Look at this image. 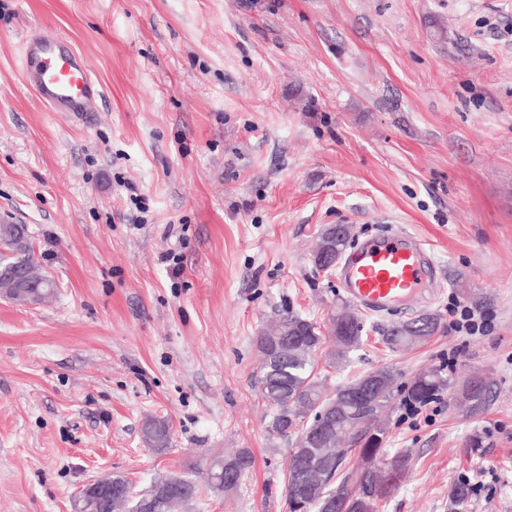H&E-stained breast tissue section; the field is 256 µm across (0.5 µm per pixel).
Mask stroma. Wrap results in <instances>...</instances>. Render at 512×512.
Segmentation results:
<instances>
[{
  "label": "stroma",
  "instance_id": "obj_1",
  "mask_svg": "<svg viewBox=\"0 0 512 512\" xmlns=\"http://www.w3.org/2000/svg\"><path fill=\"white\" fill-rule=\"evenodd\" d=\"M37 28L101 84L85 118L27 85ZM1 214L57 297H0V512H75L106 474L200 483L241 450L237 489L179 512H288L292 441L268 429L256 338L286 311L326 325L344 301L312 259L331 224L403 230L436 262L434 287L361 312L358 349L320 368L330 389L382 366L452 379L419 414L393 404L387 447L411 455L379 512H512V0H0ZM458 304L491 330H451ZM423 313L434 336L383 343ZM475 375L478 414L457 401ZM149 417L171 426L165 452ZM143 435L154 448H168L170 444V424L162 419H148L143 425Z\"/></svg>",
  "mask_w": 512,
  "mask_h": 512
}]
</instances>
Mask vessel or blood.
<instances>
[{"mask_svg": "<svg viewBox=\"0 0 512 512\" xmlns=\"http://www.w3.org/2000/svg\"><path fill=\"white\" fill-rule=\"evenodd\" d=\"M20 54L26 83L49 111L78 117L94 111L102 87L70 41L52 31L35 30L23 39ZM426 279L420 243L404 233L364 243L344 260L339 274L349 298L373 314L409 300Z\"/></svg>", "mask_w": 512, "mask_h": 512, "instance_id": "b4317fda", "label": "vessel or blood"}]
</instances>
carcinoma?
Listing matches in <instances>:
<instances>
[{
    "mask_svg": "<svg viewBox=\"0 0 512 512\" xmlns=\"http://www.w3.org/2000/svg\"><path fill=\"white\" fill-rule=\"evenodd\" d=\"M25 229L19 224H0V294L15 301L42 304L55 294L56 285L44 273L31 254L30 247L22 241ZM349 226L336 234L333 226L323 231L320 241L340 252L348 245ZM26 269L30 287L18 289L10 269ZM349 306L342 304L332 311L331 327L322 330L315 322L291 312L280 316L276 332L257 338L260 372L257 380L262 398L272 409L269 431L282 437L293 436L285 473L288 512H295V504H304L303 512H327L326 505H335L333 512H378L377 503L388 498L397 485L401 473L407 468L409 455L403 448L386 454L388 437V410L394 399L392 391L395 373L380 367L356 377L332 393L325 392L318 376L319 359L334 367L343 364L347 355L359 346L362 329L342 332L333 324L348 319ZM439 327L438 318L421 314L411 321L395 325L386 331L383 342L391 350L403 349L422 343L434 335ZM293 333L301 345L297 349L283 350L274 344V338L283 333ZM379 375L385 386L360 400L351 394L362 387L366 379ZM451 388V378L440 368L422 372L400 387L401 401L408 406L425 404L442 391ZM487 386L475 380L471 389H464L461 396L472 414L481 412L487 403ZM342 409L338 416H319L318 412L331 404ZM322 436L327 448H335L346 435L358 445L362 467L351 472L345 470V460L351 449L343 448L320 477L313 476L315 469L309 457L320 455L319 444L309 442L310 435ZM143 435L153 447L163 449L170 444V424L162 419H149L143 425ZM250 453L240 451L232 457L213 461L206 482L214 492L234 490L238 484H224V471L234 469L244 477L252 468ZM100 480L112 485V501L105 509H98L85 501L77 500V512H113L120 503L130 504V512H175V509L198 496L200 486H185L186 477H165V492L158 491L157 482L134 490L128 480L118 475H104Z\"/></svg>",
    "mask_w": 512,
    "mask_h": 512,
    "instance_id": "obj_1",
    "label": "carcinoma"
}]
</instances>
